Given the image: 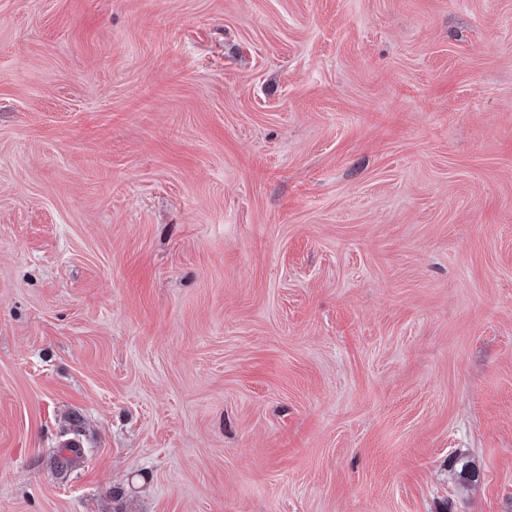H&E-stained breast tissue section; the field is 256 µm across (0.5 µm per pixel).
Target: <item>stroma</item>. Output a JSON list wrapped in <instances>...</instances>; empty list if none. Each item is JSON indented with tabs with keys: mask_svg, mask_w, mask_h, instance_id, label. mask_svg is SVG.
<instances>
[{
	"mask_svg": "<svg viewBox=\"0 0 512 512\" xmlns=\"http://www.w3.org/2000/svg\"><path fill=\"white\" fill-rule=\"evenodd\" d=\"M0 512H512V0H0Z\"/></svg>",
	"mask_w": 512,
	"mask_h": 512,
	"instance_id": "35a3bbf8",
	"label": "stroma"
}]
</instances>
